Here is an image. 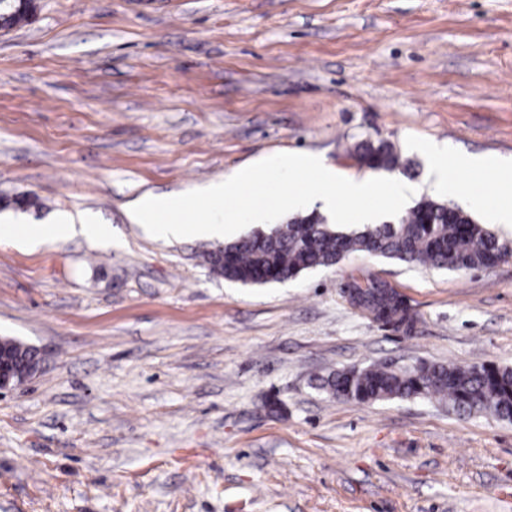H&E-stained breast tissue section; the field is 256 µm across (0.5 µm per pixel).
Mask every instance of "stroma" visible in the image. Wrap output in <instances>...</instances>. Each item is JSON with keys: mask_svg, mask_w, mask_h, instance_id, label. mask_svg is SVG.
Here are the masks:
<instances>
[{"mask_svg": "<svg viewBox=\"0 0 512 512\" xmlns=\"http://www.w3.org/2000/svg\"><path fill=\"white\" fill-rule=\"evenodd\" d=\"M0 32V221L61 212L111 241L0 246V337L40 373L0 394V512H512V422L427 399L340 401L315 376L374 363L512 366V258L446 271L365 253L242 285L126 210L278 153L387 142L441 201L413 141L512 156V0H35ZM469 201L512 202L449 167ZM386 282L392 330L348 301ZM282 401L269 412L268 398ZM364 311L373 315L374 320L382 321L397 331L409 334L414 329L416 317L411 314L405 299L388 284L371 279L364 287H352ZM349 299L354 308L362 309L354 297ZM385 315V316H383Z\"/></svg>", "mask_w": 512, "mask_h": 512, "instance_id": "obj_1", "label": "stroma"}]
</instances>
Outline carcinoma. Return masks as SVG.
Masks as SVG:
<instances>
[{"mask_svg":"<svg viewBox=\"0 0 512 512\" xmlns=\"http://www.w3.org/2000/svg\"><path fill=\"white\" fill-rule=\"evenodd\" d=\"M355 156L371 169L400 166L392 146L384 142L361 143ZM506 249V242L463 209L423 200L393 221L351 232L332 227L314 213L294 217L268 232H254L206 251L203 260L211 273L227 281L266 284L334 266L355 252L455 271L492 267ZM352 290L374 320L405 334L414 329L416 317L388 284L372 279ZM0 350L12 355L20 373L39 356L35 347L8 336L0 338ZM316 387L346 401L424 397L448 404L460 416L489 413L512 421V368L493 363L336 370L318 378Z\"/></svg>","mask_w":512,"mask_h":512,"instance_id":"carcinoma-1","label":"carcinoma"}]
</instances>
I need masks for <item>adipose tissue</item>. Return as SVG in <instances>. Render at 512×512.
<instances>
[{
	"label": "adipose tissue",
	"mask_w": 512,
	"mask_h": 512,
	"mask_svg": "<svg viewBox=\"0 0 512 512\" xmlns=\"http://www.w3.org/2000/svg\"><path fill=\"white\" fill-rule=\"evenodd\" d=\"M418 150L429 160V177L434 187L448 195L459 190L457 183L448 178V168L452 165L472 173L490 170L512 179V159L468 153H461L452 158L444 148L432 142L419 145Z\"/></svg>",
	"instance_id": "ef3b65f1"
}]
</instances>
